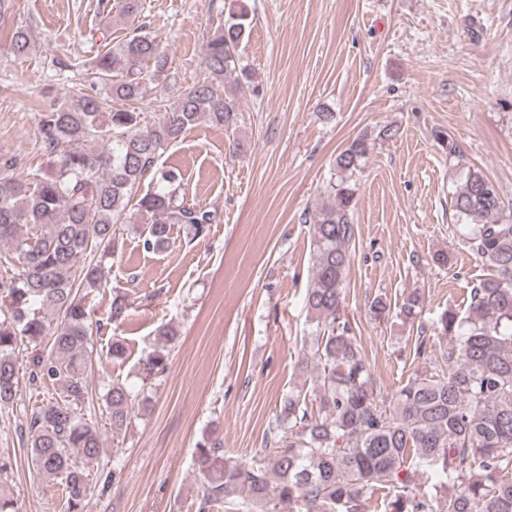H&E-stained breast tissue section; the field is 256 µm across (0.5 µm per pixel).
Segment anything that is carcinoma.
<instances>
[{"instance_id": "1", "label": "carcinoma", "mask_w": 512, "mask_h": 512, "mask_svg": "<svg viewBox=\"0 0 512 512\" xmlns=\"http://www.w3.org/2000/svg\"><path fill=\"white\" fill-rule=\"evenodd\" d=\"M246 0H232L224 26L206 46L202 77L177 101L154 115L127 107L104 108L91 96H66L40 118V135L54 158L48 173L19 179L0 164V243L11 267L0 279V408L19 386L18 342L48 340L49 351L32 374L59 390L58 398L31 413L28 444L36 469L59 481L67 512H83L91 468L103 452L101 433L85 418L92 364L93 324L87 296L102 288L103 260L118 253L119 226L139 225L146 250L169 242L173 224L193 237L206 235L216 213L179 198L177 177L158 167L165 149L198 124L236 131L241 114L224 85L248 74L238 48L251 29ZM27 33L13 34L17 56L29 52ZM94 78L111 98L132 103L146 84L169 77L168 57L140 24L124 40L106 45L93 60ZM370 138H354L336 156L340 176L331 201L311 225L314 274L305 302L317 322L311 355L317 362L310 391L290 392L277 415L274 440L264 456L224 460L210 471L219 443L196 448L203 477L199 512L230 504L234 512H365L384 491L383 512H512V222L500 220L496 185L470 169L453 194L458 220L472 225L469 244L491 269L471 294L466 312L441 317L448 347L441 373L417 372L392 395L377 393L370 364L341 320L354 240L356 189L347 174L368 157ZM150 180L147 189L143 182ZM126 297H112L107 323L127 312ZM58 316L51 323L47 315ZM176 331L164 325L157 347L139 359L141 379L167 368V346ZM315 396L318 417L306 400ZM139 393L126 383L104 385L112 430L131 423ZM430 471L443 495L414 492L415 477Z\"/></svg>"}]
</instances>
